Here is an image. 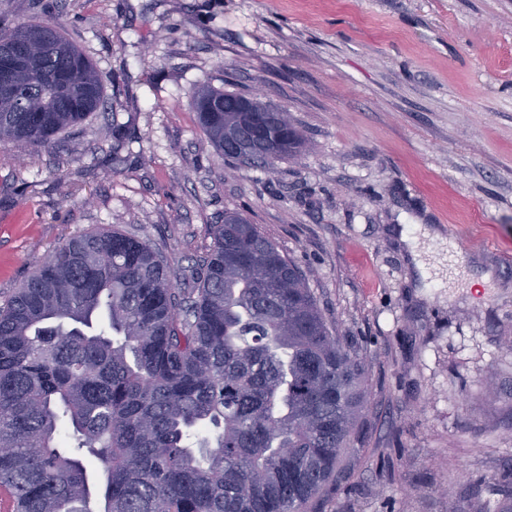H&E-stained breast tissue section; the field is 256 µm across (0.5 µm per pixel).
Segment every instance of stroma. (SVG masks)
<instances>
[{"instance_id": "obj_1", "label": "stroma", "mask_w": 512, "mask_h": 512, "mask_svg": "<svg viewBox=\"0 0 512 512\" xmlns=\"http://www.w3.org/2000/svg\"><path fill=\"white\" fill-rule=\"evenodd\" d=\"M0 15L62 29L106 103L53 148L0 144V304L96 229L148 240L185 287L210 226L239 212L305 273L364 370L356 434L313 512H499L512 487V0H0ZM203 85L261 92L305 150L269 170L222 160L197 123ZM456 244L467 254L452 269Z\"/></svg>"}]
</instances>
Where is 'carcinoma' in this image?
I'll return each mask as SVG.
<instances>
[{"label":"carcinoma","instance_id":"obj_1","mask_svg":"<svg viewBox=\"0 0 512 512\" xmlns=\"http://www.w3.org/2000/svg\"><path fill=\"white\" fill-rule=\"evenodd\" d=\"M20 44L30 64L0 91V143L49 148L104 105L103 87L58 28L1 27L0 62ZM194 107L229 161L301 152L291 117L270 123L260 99L226 112L207 87ZM243 126L265 152L228 150ZM210 235L191 288L147 241L102 230L0 305V490L14 512H305L336 472L364 407L356 353L257 225L230 212Z\"/></svg>","mask_w":512,"mask_h":512}]
</instances>
